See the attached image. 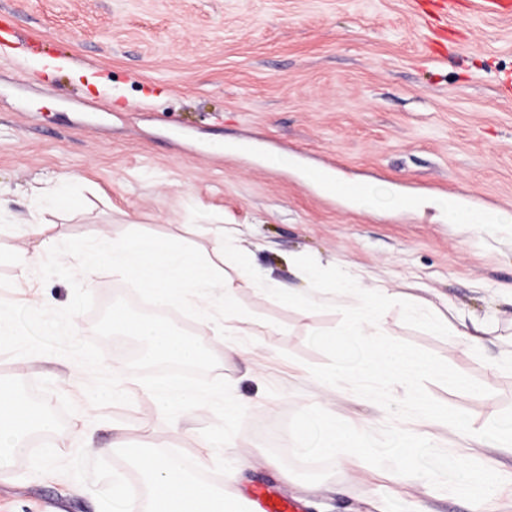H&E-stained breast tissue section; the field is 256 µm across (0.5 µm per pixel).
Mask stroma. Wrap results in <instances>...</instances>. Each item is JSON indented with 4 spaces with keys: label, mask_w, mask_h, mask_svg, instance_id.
Here are the masks:
<instances>
[{
    "label": "stroma",
    "mask_w": 512,
    "mask_h": 512,
    "mask_svg": "<svg viewBox=\"0 0 512 512\" xmlns=\"http://www.w3.org/2000/svg\"><path fill=\"white\" fill-rule=\"evenodd\" d=\"M464 7L450 25L460 45L424 57L423 24L409 0H0V299L39 295L66 306L72 288L22 278L13 252L34 251L32 192L47 181L68 200L43 213L49 233L73 242L107 228L123 242L138 234L211 254L207 224L246 234L245 263L286 287H303V266L321 285L364 270L421 303L455 306L463 322L492 316L477 347L406 318H382L385 333L429 350L489 388L486 396L431 382L429 394L486 426L512 406V223L494 232L448 221L438 203L455 196L476 208L512 212V97L498 76L512 72V17ZM33 56L65 60L46 75ZM90 66L103 85L75 82ZM326 164L337 179L407 200L374 210L325 197L301 166ZM237 343L229 353L212 323L189 329L219 355L217 376L250 402L242 431L223 449L236 487L271 486L306 512H474L428 482L393 483L387 470L355 463L307 484L271 464L262 427L284 431L311 404L356 425L381 428L386 412L346 388L327 392L309 366L324 355L310 332L340 322L334 311L305 314L242 288ZM88 372L57 355L0 356V382L32 389L64 414L55 442L78 447L116 440L201 450L213 413L180 415L182 435L151 418L149 392L78 415ZM0 512H99L91 489L70 476L31 473L19 456L0 470Z\"/></svg>",
    "instance_id": "stroma-1"
}]
</instances>
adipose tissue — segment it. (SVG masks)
<instances>
[{
	"instance_id": "1",
	"label": "adipose tissue",
	"mask_w": 512,
	"mask_h": 512,
	"mask_svg": "<svg viewBox=\"0 0 512 512\" xmlns=\"http://www.w3.org/2000/svg\"><path fill=\"white\" fill-rule=\"evenodd\" d=\"M213 244L215 256L210 259L191 255L171 242L154 237L137 236L119 244L101 229L90 243L67 244L46 233L35 252L17 253L13 262L25 277L47 259L79 258L82 271L88 277L106 264L111 266L113 276L136 282L156 305L166 306L181 301L204 319L209 318L211 307L201 303L202 293H219L222 316L215 325V332L220 336L235 333V295L240 288L253 289L263 298L282 301L309 313L321 304L317 280L310 273L305 275V285L299 289L282 287L277 281L258 277L247 269H239L236 278H226L225 267L236 266L243 249L240 231L234 225L224 224L215 228ZM335 291L348 299L345 335L371 348L361 375L373 383L386 376L409 383L421 367L420 362L398 353L394 348L384 345L372 347L373 337L381 331V319L390 308L399 306L409 313L419 314L424 323L441 327L458 343L465 345L476 344L480 336L490 330L486 323L470 329L461 328L450 319L438 317L436 310L419 311L413 301L389 291L384 285L366 284L357 275L340 279ZM54 429L55 421L50 411L34 410L21 394L6 390L0 392V468L8 466L24 452L29 432H51Z\"/></svg>"
}]
</instances>
